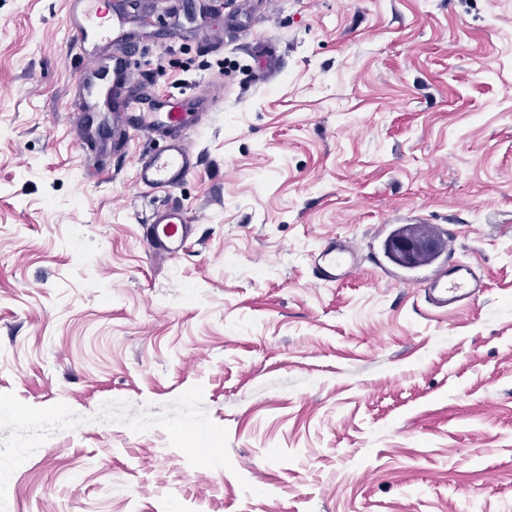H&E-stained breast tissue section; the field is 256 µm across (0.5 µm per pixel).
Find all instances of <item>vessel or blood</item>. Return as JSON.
Returning <instances> with one entry per match:
<instances>
[{
    "label": "vessel or blood",
    "mask_w": 512,
    "mask_h": 512,
    "mask_svg": "<svg viewBox=\"0 0 512 512\" xmlns=\"http://www.w3.org/2000/svg\"><path fill=\"white\" fill-rule=\"evenodd\" d=\"M124 19L120 12L104 15L99 0H70L69 23L76 33L77 48L120 33ZM130 83L125 61L113 60L111 69L102 72L97 82L86 85L79 110L88 115L105 112L115 122L164 138L162 150L139 158L135 181L147 190L177 189L198 165L184 112V105L190 100L187 90L178 86L163 97H148L131 89ZM193 233L191 218L182 205L173 203L152 214L145 238L151 252L174 258L186 250ZM311 262L317 280L323 283L348 280L359 269L353 247L337 237L328 238L312 254ZM485 288L483 279L467 264H441L421 284L427 302L443 312L474 302Z\"/></svg>",
    "instance_id": "vessel-or-blood-1"
}]
</instances>
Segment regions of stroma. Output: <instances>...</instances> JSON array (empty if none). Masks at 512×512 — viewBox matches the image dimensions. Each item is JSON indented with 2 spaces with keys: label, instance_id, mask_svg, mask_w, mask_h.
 <instances>
[{
  "label": "stroma",
  "instance_id": "stroma-1",
  "mask_svg": "<svg viewBox=\"0 0 512 512\" xmlns=\"http://www.w3.org/2000/svg\"><path fill=\"white\" fill-rule=\"evenodd\" d=\"M117 2L102 62L217 103L138 189L163 140H80L66 0H0V512H512V0ZM407 224L478 301L429 306ZM191 223V218L177 202L154 212L144 234L150 251L173 258L183 253L193 237ZM311 262L316 279L323 283L343 282L359 270L353 247L335 236L328 238L320 250L311 255ZM431 241L424 236H414L412 238L394 239L389 249L399 258L409 264H414L417 257L422 253L431 250Z\"/></svg>",
  "mask_w": 512,
  "mask_h": 512
}]
</instances>
